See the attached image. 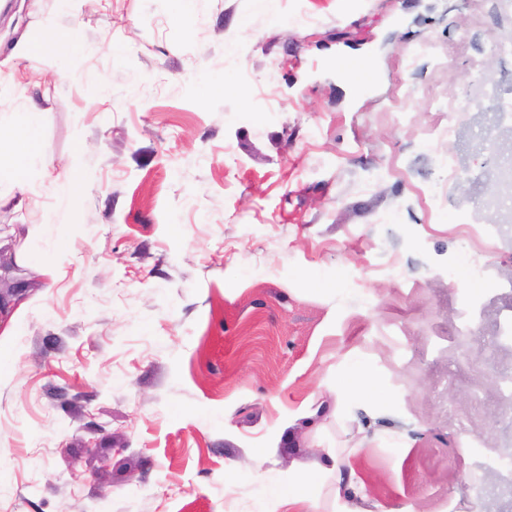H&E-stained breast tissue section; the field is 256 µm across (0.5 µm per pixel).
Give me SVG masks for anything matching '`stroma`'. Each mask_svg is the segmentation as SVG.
Masks as SVG:
<instances>
[{"label": "stroma", "instance_id": "stroma-1", "mask_svg": "<svg viewBox=\"0 0 512 512\" xmlns=\"http://www.w3.org/2000/svg\"><path fill=\"white\" fill-rule=\"evenodd\" d=\"M509 29L495 0H0V119L43 125L28 202L0 174V277L24 284L0 512H289L268 488L305 473L328 506L331 448L383 512H450L473 472L480 512H512L460 449L512 445V198L485 164L512 165V119L459 94ZM446 152L459 180L429 196ZM74 161L62 202L47 168ZM360 371L378 394L343 391Z\"/></svg>", "mask_w": 512, "mask_h": 512}]
</instances>
